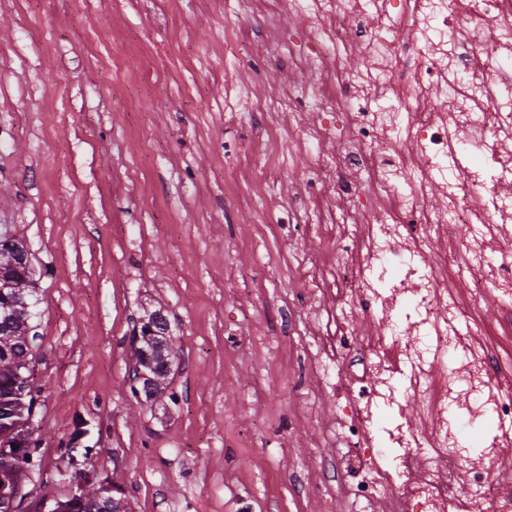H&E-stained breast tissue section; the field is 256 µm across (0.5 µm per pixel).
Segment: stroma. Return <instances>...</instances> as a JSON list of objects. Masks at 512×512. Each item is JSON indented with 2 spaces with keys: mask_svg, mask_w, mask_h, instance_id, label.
Returning <instances> with one entry per match:
<instances>
[{
  "mask_svg": "<svg viewBox=\"0 0 512 512\" xmlns=\"http://www.w3.org/2000/svg\"><path fill=\"white\" fill-rule=\"evenodd\" d=\"M266 0H0V228L24 246L37 281L34 377L40 476L20 512L68 493L60 448L75 418L95 454L90 478L120 485L132 512H395L350 466L364 423L391 474L449 497L475 489L482 446L505 427L469 418L470 454L388 455L384 407L349 408L374 383L359 343L392 315L355 296L310 297L320 259L328 288L369 281L362 249L322 253L323 208L336 224L386 221L383 208L300 182L309 155L336 157L345 113L309 108L315 72L304 12ZM247 40L238 56L227 46ZM298 96L285 112L246 102ZM334 123L321 140L309 127ZM175 341L170 397L132 398L133 330L154 310ZM476 341L488 374L512 378V316L488 288Z\"/></svg>",
  "mask_w": 512,
  "mask_h": 512,
  "instance_id": "1",
  "label": "stroma"
}]
</instances>
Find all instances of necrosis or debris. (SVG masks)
<instances>
[{"label":"necrosis or debris","instance_id":"1","mask_svg":"<svg viewBox=\"0 0 512 512\" xmlns=\"http://www.w3.org/2000/svg\"><path fill=\"white\" fill-rule=\"evenodd\" d=\"M312 19L313 48L299 64L317 71L311 106L322 112H345L354 139L341 158L310 159L308 173L335 182L338 190L358 199L373 193L388 201V220L362 224L355 237L365 247L378 276L363 289L364 305L380 302L386 310L409 307L415 322L405 332L421 333L423 347L412 350L402 333L382 329L366 347L375 352L393 348L415 356L405 396L417 400L429 424L418 433L417 447L439 458L448 456V365L456 353L443 312L450 286L465 285L481 295L487 285L499 299L512 297V249L502 264L486 269L481 255L489 236L512 223V195L502 187L512 181V75L494 71L489 61H512V0H371L374 13L360 9V0H321ZM488 27L483 41H465L464 24ZM368 31L375 60L370 74L339 77L335 47L351 31ZM450 86L451 108L431 109L425 92L433 82ZM394 98L415 121L386 127L372 112L371 101ZM478 150L470 154L468 143ZM460 179L449 182V168ZM362 174L359 182L341 180L340 171ZM444 178L446 204L472 230L471 261L434 270L427 256L447 238L439 211L428 208L437 178Z\"/></svg>","mask_w":512,"mask_h":512}]
</instances>
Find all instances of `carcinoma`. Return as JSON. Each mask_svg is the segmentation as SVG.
Listing matches in <instances>:
<instances>
[{"label": "carcinoma", "instance_id": "cac0c4a2", "mask_svg": "<svg viewBox=\"0 0 512 512\" xmlns=\"http://www.w3.org/2000/svg\"><path fill=\"white\" fill-rule=\"evenodd\" d=\"M35 293L32 271L23 246L6 233L0 235V512H19L22 493L31 475L42 468L41 440L33 421L41 408V388L34 386L32 327L28 297ZM136 402L165 394L172 354L166 318L159 312L140 323L135 337ZM84 423L75 422L63 453L72 466L76 455L86 459L88 447H78ZM123 491L115 483L90 482L84 477L68 495L54 500L49 512H130Z\"/></svg>", "mask_w": 512, "mask_h": 512}]
</instances>
